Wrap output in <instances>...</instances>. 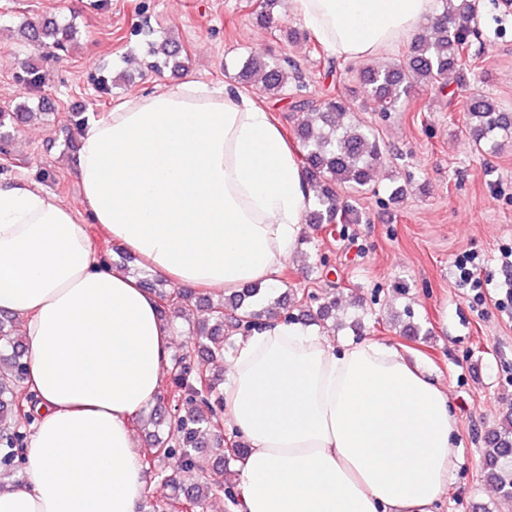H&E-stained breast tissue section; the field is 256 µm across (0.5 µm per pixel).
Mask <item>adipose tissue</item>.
<instances>
[{
    "label": "adipose tissue",
    "mask_w": 512,
    "mask_h": 512,
    "mask_svg": "<svg viewBox=\"0 0 512 512\" xmlns=\"http://www.w3.org/2000/svg\"><path fill=\"white\" fill-rule=\"evenodd\" d=\"M344 59L408 38L440 0H289ZM74 171L82 208L0 179V311L22 324L37 401L0 512H136L146 483L132 420L161 390L174 330L155 296L104 266L105 227L175 284L273 288L312 192L259 102L193 79L88 114ZM224 417L248 445L242 512H433L456 422L446 390L400 349L272 321L240 338Z\"/></svg>",
    "instance_id": "ef3b65f1"
}]
</instances>
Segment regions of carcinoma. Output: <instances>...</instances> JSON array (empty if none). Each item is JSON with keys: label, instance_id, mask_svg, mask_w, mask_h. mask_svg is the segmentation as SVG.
<instances>
[{"label": "carcinoma", "instance_id": "cac0c4a2", "mask_svg": "<svg viewBox=\"0 0 512 512\" xmlns=\"http://www.w3.org/2000/svg\"><path fill=\"white\" fill-rule=\"evenodd\" d=\"M443 12L436 18L433 35L419 37L403 61L373 66L360 73V86L382 112H396L413 100L418 89L454 80L469 86L470 77L460 64L464 37L457 29L475 19L477 0H442ZM22 37L52 53L67 52L75 29L69 24L25 21ZM178 51L169 42L152 47L150 68L169 67ZM243 83L254 85L268 96H276L288 84V69L251 56L237 73ZM309 115L294 128L300 148V163L314 189L309 223H359L362 216L353 206L339 201V192L369 188L372 174L385 164L372 130L345 125L341 119L351 109L347 99H302L296 105ZM466 127L476 143L498 148L512 138V122L498 105L485 96L470 98ZM28 112H0V153L9 155L10 133L6 120H25ZM143 287L160 301L164 318L178 319L205 306L207 317L197 326L193 347L171 356L169 382L160 392L156 406L137 418L148 435L142 449L145 471L156 480L153 512H166L179 503L192 504L204 512L209 503L223 499L237 504L239 493L233 463L243 459L247 443L237 434L223 438L224 378L211 365L224 362V351L234 338L267 323L272 311L287 322L313 323L327 320L336 303L305 306L291 311L288 296L271 297L272 291L258 283H247L216 301L163 280L143 281ZM28 353L20 322L0 313V484L20 467L27 438L26 427L34 421L35 398L25 385ZM505 431L492 432L483 451L484 470L497 483L504 504L512 503V440Z\"/></svg>", "mask_w": 512, "mask_h": 512}]
</instances>
